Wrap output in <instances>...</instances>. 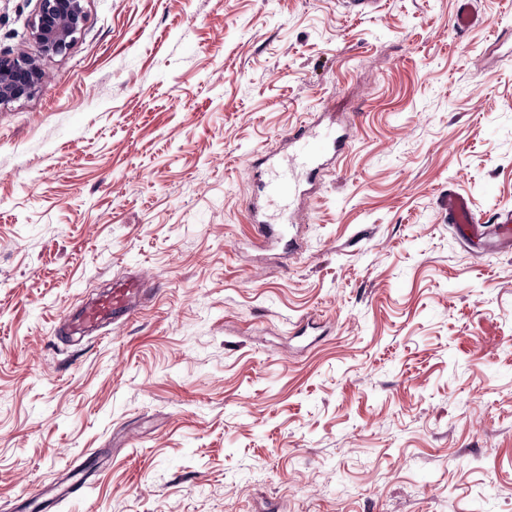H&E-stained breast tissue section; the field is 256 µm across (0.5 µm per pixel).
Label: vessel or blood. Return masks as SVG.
I'll list each match as a JSON object with an SVG mask.
<instances>
[{
	"label": "vessel or blood",
	"instance_id": "b4317fda",
	"mask_svg": "<svg viewBox=\"0 0 512 512\" xmlns=\"http://www.w3.org/2000/svg\"><path fill=\"white\" fill-rule=\"evenodd\" d=\"M287 140L298 145V153L284 161L270 159L267 169L261 174L252 202L256 240L265 248L276 246L286 231L284 221L302 195L300 170L318 164L336 143L329 131L318 130L311 125H302L289 132ZM272 204L278 205V214L265 213V206ZM448 222L462 242L484 244L485 224L472 211L468 198L455 190L448 193ZM141 293L139 279L117 280L105 295L84 303L65 318L63 326L66 333L83 336L90 329H102L124 320L136 308Z\"/></svg>",
	"mask_w": 512,
	"mask_h": 512
}]
</instances>
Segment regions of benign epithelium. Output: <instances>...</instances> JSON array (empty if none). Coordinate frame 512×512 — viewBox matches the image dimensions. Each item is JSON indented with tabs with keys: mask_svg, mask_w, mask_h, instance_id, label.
Masks as SVG:
<instances>
[{
	"mask_svg": "<svg viewBox=\"0 0 512 512\" xmlns=\"http://www.w3.org/2000/svg\"><path fill=\"white\" fill-rule=\"evenodd\" d=\"M84 22V0H37L31 35L38 54L0 55V104L34 93L44 79L40 60L65 53Z\"/></svg>",
	"mask_w": 512,
	"mask_h": 512,
	"instance_id": "7a95c632",
	"label": "benign epithelium"
}]
</instances>
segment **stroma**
Segmentation results:
<instances>
[{"label": "stroma", "mask_w": 512, "mask_h": 512, "mask_svg": "<svg viewBox=\"0 0 512 512\" xmlns=\"http://www.w3.org/2000/svg\"><path fill=\"white\" fill-rule=\"evenodd\" d=\"M70 49L0 106V512H512V0H85ZM36 0H0L33 55ZM349 138L256 247L287 131ZM140 279L111 331L60 334ZM472 211L469 200L456 190H448V224L455 229L459 239L468 244L484 246L486 224H482Z\"/></svg>", "instance_id": "35a3bbf8"}]
</instances>
